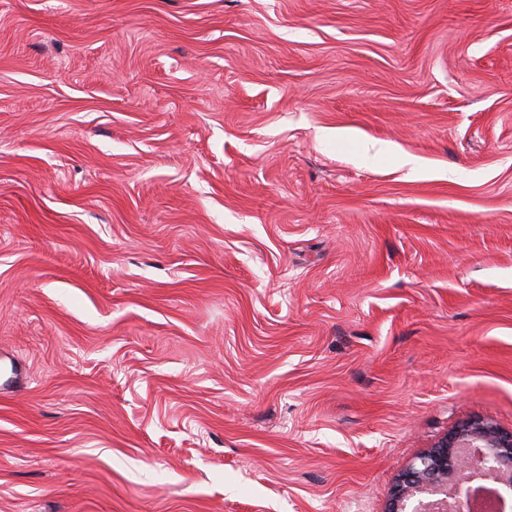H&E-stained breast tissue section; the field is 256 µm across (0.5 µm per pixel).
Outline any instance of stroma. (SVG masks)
Masks as SVG:
<instances>
[{
    "instance_id": "1",
    "label": "stroma",
    "mask_w": 512,
    "mask_h": 512,
    "mask_svg": "<svg viewBox=\"0 0 512 512\" xmlns=\"http://www.w3.org/2000/svg\"><path fill=\"white\" fill-rule=\"evenodd\" d=\"M18 363L0 512H384L512 428V0H0Z\"/></svg>"
}]
</instances>
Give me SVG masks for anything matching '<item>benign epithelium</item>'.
<instances>
[{"mask_svg": "<svg viewBox=\"0 0 512 512\" xmlns=\"http://www.w3.org/2000/svg\"><path fill=\"white\" fill-rule=\"evenodd\" d=\"M487 479L512 490V429L485 418L464 420L400 476L387 512H448V489L463 506L472 483Z\"/></svg>", "mask_w": 512, "mask_h": 512, "instance_id": "benign-epithelium-1", "label": "benign epithelium"}]
</instances>
